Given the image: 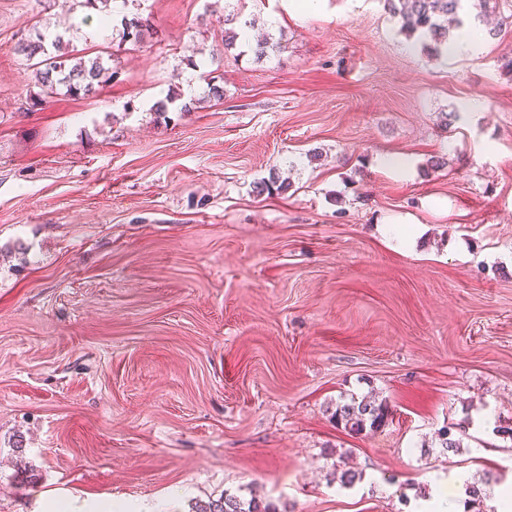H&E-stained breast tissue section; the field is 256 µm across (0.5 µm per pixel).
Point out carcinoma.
Here are the masks:
<instances>
[{"label": "carcinoma", "mask_w": 512, "mask_h": 512, "mask_svg": "<svg viewBox=\"0 0 512 512\" xmlns=\"http://www.w3.org/2000/svg\"><path fill=\"white\" fill-rule=\"evenodd\" d=\"M462 2L464 0H383L384 8L398 19L401 32L409 38L422 40L424 50L430 55L439 54L448 46L452 31L463 26L464 21L459 17ZM148 27L146 18H125L123 37L137 44ZM14 50L36 68L42 101L62 90L69 96L80 97L120 76V72L105 65L102 58L75 56L63 48L61 38L50 39L39 31L20 38ZM333 418L348 432L361 435L384 427L390 411L383 401L352 396L336 402ZM438 442L445 454H455L462 448V438L454 433L452 426L441 430ZM195 512H277V509L254 497L244 502L232 496H221L200 505Z\"/></svg>", "instance_id": "carcinoma-1"}]
</instances>
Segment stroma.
Segmentation results:
<instances>
[{
	"instance_id": "obj_1",
	"label": "stroma",
	"mask_w": 512,
	"mask_h": 512,
	"mask_svg": "<svg viewBox=\"0 0 512 512\" xmlns=\"http://www.w3.org/2000/svg\"><path fill=\"white\" fill-rule=\"evenodd\" d=\"M464 23L469 47L430 57L381 0H0V512L56 487L156 512L512 488L482 422L512 425V19ZM246 27L277 48L225 46ZM37 28L119 81L28 107L13 46ZM371 392L383 429L336 424ZM192 512H278L271 503H264L256 497H251L247 502L232 496H221L211 499L200 505Z\"/></svg>"
}]
</instances>
